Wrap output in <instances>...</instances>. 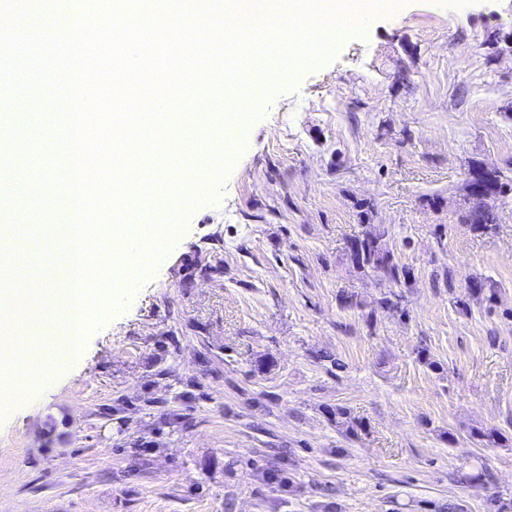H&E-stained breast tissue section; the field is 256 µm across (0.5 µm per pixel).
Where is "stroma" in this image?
<instances>
[{
    "label": "stroma",
    "mask_w": 512,
    "mask_h": 512,
    "mask_svg": "<svg viewBox=\"0 0 512 512\" xmlns=\"http://www.w3.org/2000/svg\"><path fill=\"white\" fill-rule=\"evenodd\" d=\"M252 106L213 200L179 201L186 226L82 357L0 400V512H490L512 495V0H400ZM54 117L0 114L41 187L0 224H31L13 250L46 291L67 221L44 198ZM477 169L508 186L485 230L464 219ZM380 227L405 283L350 260ZM480 465L491 482H464Z\"/></svg>",
    "instance_id": "stroma-1"
}]
</instances>
